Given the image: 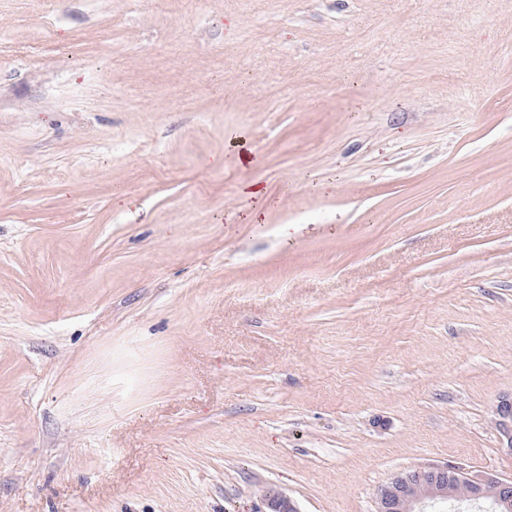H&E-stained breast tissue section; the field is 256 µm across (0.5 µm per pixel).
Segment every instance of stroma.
Instances as JSON below:
<instances>
[{
  "instance_id": "stroma-1",
  "label": "stroma",
  "mask_w": 512,
  "mask_h": 512,
  "mask_svg": "<svg viewBox=\"0 0 512 512\" xmlns=\"http://www.w3.org/2000/svg\"><path fill=\"white\" fill-rule=\"evenodd\" d=\"M509 396L512 0H0V512H376Z\"/></svg>"
}]
</instances>
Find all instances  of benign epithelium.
<instances>
[{
  "instance_id": "1",
  "label": "benign epithelium",
  "mask_w": 512,
  "mask_h": 512,
  "mask_svg": "<svg viewBox=\"0 0 512 512\" xmlns=\"http://www.w3.org/2000/svg\"><path fill=\"white\" fill-rule=\"evenodd\" d=\"M495 425L503 448L512 456V397L499 400ZM491 503L492 512H512V479L492 473L472 474L452 465H427L402 470L384 485L376 512H427L434 507L471 512ZM268 512H299L281 493L267 498Z\"/></svg>"
}]
</instances>
